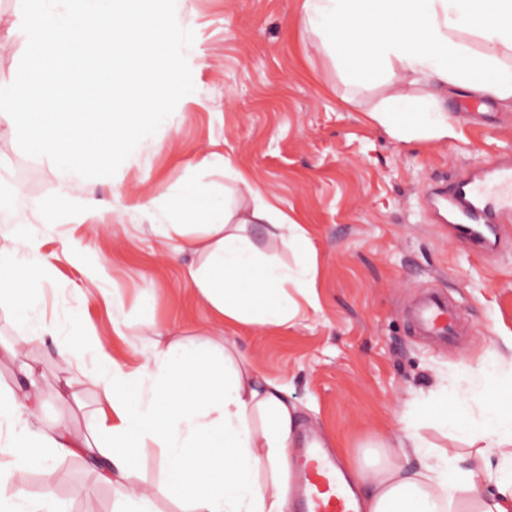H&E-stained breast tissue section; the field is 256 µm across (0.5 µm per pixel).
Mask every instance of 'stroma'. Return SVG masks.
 <instances>
[{"mask_svg": "<svg viewBox=\"0 0 512 512\" xmlns=\"http://www.w3.org/2000/svg\"><path fill=\"white\" fill-rule=\"evenodd\" d=\"M302 0H181L176 16L191 29L186 51L195 86L166 126L111 177L71 182L38 157L24 154L0 124V194L51 199L64 191L97 201L94 223L106 238L85 236L59 215L42 251L74 243L85 257L106 260V288L123 299L124 337L99 294L81 295L76 265L57 262L45 294L46 318L76 316L111 349L132 356L143 323L194 335L207 324L182 271L193 263L176 243L154 234L157 209L148 199L176 193L186 178L224 188V171L202 167L212 153L229 156L297 223L316 251L318 311L280 333L246 330L241 342L261 369L283 377L300 407L301 430L321 436L339 459L363 464L374 446L394 440L408 402L436 383L467 387L499 337L512 334V222L505 246L479 257L448 229L431 223L423 191L459 170L512 154V110L466 89L443 106L455 134L445 141L406 143L374 123L377 89L348 98L332 57L301 21ZM21 0H0V81L12 80L24 48L13 35ZM479 100V114H462ZM122 195H114V186ZM445 291L461 310L465 334L451 344L412 335L404 312L420 287ZM38 368L42 387L36 428L46 429L71 407L55 395L63 375L54 344L25 348L0 360V389L20 391L21 363ZM58 480L46 488L39 471L0 486V498L36 499L53 491L69 512H113L118 496L79 456L56 458Z\"/></svg>", "mask_w": 512, "mask_h": 512, "instance_id": "obj_1", "label": "stroma"}]
</instances>
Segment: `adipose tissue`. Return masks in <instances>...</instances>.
<instances>
[{"label": "adipose tissue", "instance_id": "ef3b65f1", "mask_svg": "<svg viewBox=\"0 0 512 512\" xmlns=\"http://www.w3.org/2000/svg\"><path fill=\"white\" fill-rule=\"evenodd\" d=\"M302 24L336 59L346 86L380 88L369 117L399 141H443L454 129L442 107L466 88L512 105V0H303ZM421 84L425 95L412 86ZM230 184L216 197L194 181L164 198L161 231L196 255L185 277L204 304L208 324L191 338L154 324L143 333L141 362L117 360L101 337L72 322L58 339L46 319L44 292L54 266L42 251L56 214L77 221L93 215L88 199L61 195L13 203L24 255L0 254V309L20 314L24 344L56 338L55 359L68 376L58 396L79 401L99 389L91 423L61 419L35 435L37 391L0 392V422L15 423L0 474L13 479L42 456L79 455L120 494L125 512H156L166 494L182 512H288L290 445L299 408L280 377L260 370L240 346V329H286L318 307L316 255L308 231L225 156L211 158ZM41 220L29 229L30 215ZM267 227L295 265L276 263L247 233ZM512 336L500 337L474 372L466 393L438 386L414 398L401 418L395 448L368 463L360 512H512ZM470 447L468 456L431 445L420 433L423 413ZM157 453L163 480L138 476ZM416 468H407L409 459Z\"/></svg>", "mask_w": 512, "mask_h": 512}]
</instances>
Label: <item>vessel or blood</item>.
<instances>
[{
  "mask_svg": "<svg viewBox=\"0 0 512 512\" xmlns=\"http://www.w3.org/2000/svg\"><path fill=\"white\" fill-rule=\"evenodd\" d=\"M448 210V223L458 240L483 252L503 245L501 226L512 218V162L498 160L480 170L432 188ZM415 331L446 339L458 334L456 312L445 295L421 296L411 314ZM292 464L300 475L295 491L297 512H355L343 484L342 468L334 454L309 444L299 449Z\"/></svg>",
  "mask_w": 512,
  "mask_h": 512,
  "instance_id": "b4317fda",
  "label": "vessel or blood"
}]
</instances>
